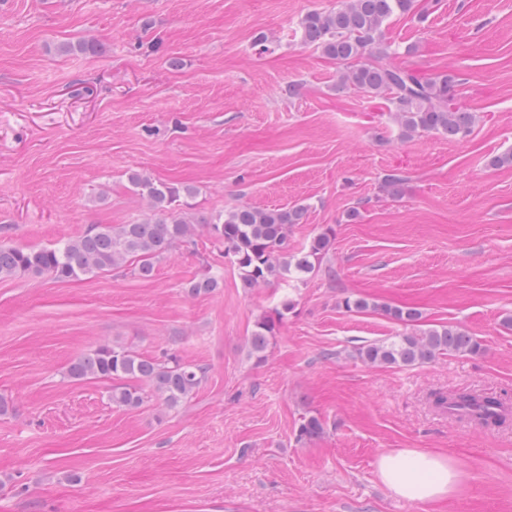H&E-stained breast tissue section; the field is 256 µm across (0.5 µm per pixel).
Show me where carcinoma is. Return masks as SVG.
Wrapping results in <instances>:
<instances>
[{
    "instance_id": "carcinoma-1",
    "label": "carcinoma",
    "mask_w": 512,
    "mask_h": 512,
    "mask_svg": "<svg viewBox=\"0 0 512 512\" xmlns=\"http://www.w3.org/2000/svg\"><path fill=\"white\" fill-rule=\"evenodd\" d=\"M413 8L414 0H341L334 10H313L302 17L300 41L336 62L338 87L390 101L404 137L420 133L465 137L476 115L454 103L460 79L448 73L425 77L390 61L385 28L394 16L408 14ZM128 183L132 191L148 200L149 212L144 218L129 224H94L81 235L52 247L1 244L0 279L48 275L58 281H74L123 268L132 260L138 264V275L146 279L171 248L193 242L198 223L206 225L209 235L224 245V258L237 268L246 288L288 277L301 279L315 272L316 262L332 245L334 230L328 227L313 238L303 256L288 252V228L301 223L303 206H240L198 220L189 212L193 188L155 182L137 171L130 172ZM217 287L218 279L205 271L187 283V292L201 295ZM342 306L348 311L378 310L405 324L421 316L413 308L389 307L364 298H347ZM288 308L285 302L282 309L257 323L250 345L258 358L264 357L269 338ZM480 351V343L465 330L441 326L366 344L358 348L357 356L373 366L391 367L429 362L450 352L476 355ZM66 375L74 380L113 382L110 399L119 407H138L151 393L176 408L201 386L207 369L175 356L151 359L104 345L72 362ZM434 403L448 416L481 427L499 426L512 419V404L507 399L471 390L438 394Z\"/></svg>"
}]
</instances>
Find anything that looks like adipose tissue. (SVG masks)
<instances>
[{"instance_id":"adipose-tissue-1","label":"adipose tissue","mask_w":512,"mask_h":512,"mask_svg":"<svg viewBox=\"0 0 512 512\" xmlns=\"http://www.w3.org/2000/svg\"><path fill=\"white\" fill-rule=\"evenodd\" d=\"M376 473L389 493L407 502H429L453 497L461 474L446 455L402 448L381 454Z\"/></svg>"}]
</instances>
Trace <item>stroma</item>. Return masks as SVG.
Masks as SVG:
<instances>
[{"mask_svg": "<svg viewBox=\"0 0 512 512\" xmlns=\"http://www.w3.org/2000/svg\"><path fill=\"white\" fill-rule=\"evenodd\" d=\"M337 3L0 0V243L142 218L133 170L193 187L201 214L305 206L295 253L335 231L321 271L261 288L242 286L203 226L148 279L0 280V512H512V425L433 402L457 389L512 400V167L490 164L512 151V0H417L423 21L386 28L398 63L460 78L457 103L476 115L461 140L403 138L388 101L337 89L336 62L295 34ZM83 38L102 53H58ZM207 269L219 287L188 295ZM359 297L421 317L343 307ZM285 300L252 356L258 321ZM442 325L482 354L401 367L355 354ZM102 345L174 354L207 377L177 408L119 407L111 381L63 376ZM311 417L322 430L301 437ZM398 448L447 455L457 493L393 498L375 462ZM290 303L282 304V310H276L273 315L263 317L258 323L256 330L250 338L251 351L259 359L264 357L269 346V338L273 336L276 328L281 324L284 314L288 313Z\"/></svg>", "mask_w": 512, "mask_h": 512, "instance_id": "obj_1", "label": "stroma"}]
</instances>
